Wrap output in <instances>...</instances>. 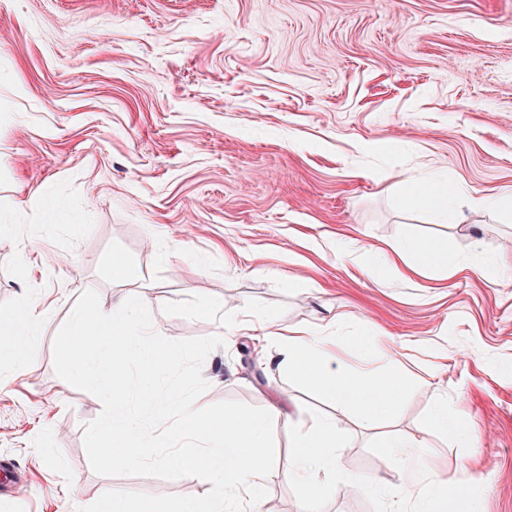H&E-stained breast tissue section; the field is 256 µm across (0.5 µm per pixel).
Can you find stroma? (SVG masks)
<instances>
[{"label": "stroma", "mask_w": 512, "mask_h": 512, "mask_svg": "<svg viewBox=\"0 0 512 512\" xmlns=\"http://www.w3.org/2000/svg\"><path fill=\"white\" fill-rule=\"evenodd\" d=\"M429 170L459 188L455 223L402 200ZM0 216V316L51 305L22 375L0 360V512H94L107 485L144 505L209 495L195 470L113 468L89 445L107 402L64 338L74 309L129 294L174 354L149 389L126 357L134 422L162 428L175 386L203 417L284 397L335 420L344 471L393 483L379 441L433 428L444 401L479 436L441 440L449 469L480 478V512H512V374L488 370L512 360V280L478 273L512 268V0H0ZM411 238L465 269L428 257L377 285L336 255ZM245 311L345 342L382 331L375 358L396 354L408 388L362 425L250 337L216 342ZM304 494L276 479L258 508L302 512ZM390 508L336 486L321 512Z\"/></svg>", "instance_id": "stroma-1"}]
</instances>
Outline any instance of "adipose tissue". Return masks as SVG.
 <instances>
[{
	"label": "adipose tissue",
	"instance_id": "1",
	"mask_svg": "<svg viewBox=\"0 0 512 512\" xmlns=\"http://www.w3.org/2000/svg\"><path fill=\"white\" fill-rule=\"evenodd\" d=\"M456 190L435 175H428L424 185L414 186L407 195L410 202L430 208L441 221L453 216L449 203ZM427 253L417 240L389 241L383 261H375L372 251L356 254L346 250L349 262L366 268L374 283L418 273L419 263ZM144 310L140 298L127 297L111 307L81 308L74 312L71 325L69 356L81 380L102 390L108 400L105 416L89 434L91 447H109V464L125 466L159 460L160 464L197 470L210 484L213 494L198 501L157 503L145 508L134 500L115 495L103 487L96 512H250L272 478L302 484L306 505L321 502L323 488L340 483L356 484L354 475L345 473L336 453L344 440L335 422L327 417L311 418L309 424L295 423L287 404L271 403L265 417L244 412L224 414L222 421L199 420L191 410L186 392L171 389L167 395L170 425L159 433L135 427L130 419L128 402L123 394V362L127 352L144 345L142 363L151 374L162 372L165 356L148 350V338L139 328ZM48 310L36 300L26 302L12 315L0 318V353L7 355L15 369H22L36 350L34 328ZM257 339L275 348L278 368L301 379L323 384L336 402L356 409L369 423L388 413L396 395L406 386L398 360L380 365L374 360L372 342L362 341L359 352L348 353L334 336H323L310 327L283 334L275 330L272 320L259 321L254 328ZM290 428L291 453L287 465H279L270 423ZM430 446L429 431L420 435H396L384 448L399 462L398 480L386 484L375 479L374 487L385 490L394 512H409L434 501L440 488L448 482V468L439 463L426 466L424 457ZM167 454L156 457V449Z\"/></svg>",
	"mask_w": 512,
	"mask_h": 512
}]
</instances>
